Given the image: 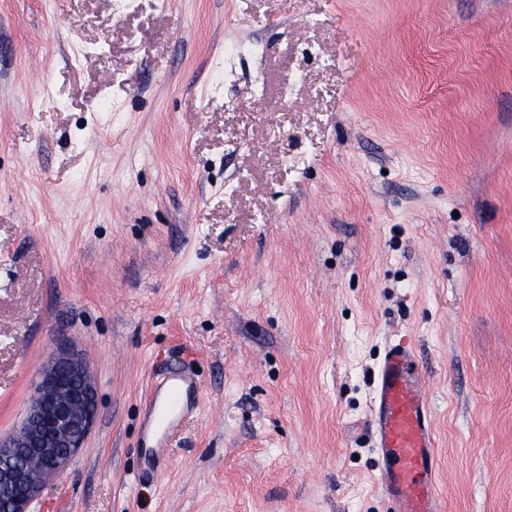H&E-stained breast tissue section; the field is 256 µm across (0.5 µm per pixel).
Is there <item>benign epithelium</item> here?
Listing matches in <instances>:
<instances>
[{"mask_svg":"<svg viewBox=\"0 0 512 512\" xmlns=\"http://www.w3.org/2000/svg\"><path fill=\"white\" fill-rule=\"evenodd\" d=\"M97 392L86 359L61 345L38 373L23 417L0 436V492L5 512H31L46 484L69 465L90 435Z\"/></svg>","mask_w":512,"mask_h":512,"instance_id":"obj_1","label":"benign epithelium"}]
</instances>
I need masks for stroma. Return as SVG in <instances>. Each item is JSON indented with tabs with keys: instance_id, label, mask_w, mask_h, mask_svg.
I'll use <instances>...</instances> for the list:
<instances>
[{
	"instance_id": "obj_1",
	"label": "stroma",
	"mask_w": 512,
	"mask_h": 512,
	"mask_svg": "<svg viewBox=\"0 0 512 512\" xmlns=\"http://www.w3.org/2000/svg\"><path fill=\"white\" fill-rule=\"evenodd\" d=\"M59 336L98 415L33 512H388L397 341L445 512H512V0H0V436ZM197 394L195 379L181 369L152 382L142 421L146 448H164L169 433L197 405Z\"/></svg>"
}]
</instances>
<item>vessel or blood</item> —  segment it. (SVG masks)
<instances>
[{
    "instance_id": "1",
    "label": "vessel or blood",
    "mask_w": 512,
    "mask_h": 512,
    "mask_svg": "<svg viewBox=\"0 0 512 512\" xmlns=\"http://www.w3.org/2000/svg\"><path fill=\"white\" fill-rule=\"evenodd\" d=\"M418 362L407 345L388 347L372 389L374 449L383 459L378 480L392 512H444L436 489L435 437ZM195 379L170 371L152 383L143 415V441L164 447L169 433L198 403Z\"/></svg>"
}]
</instances>
